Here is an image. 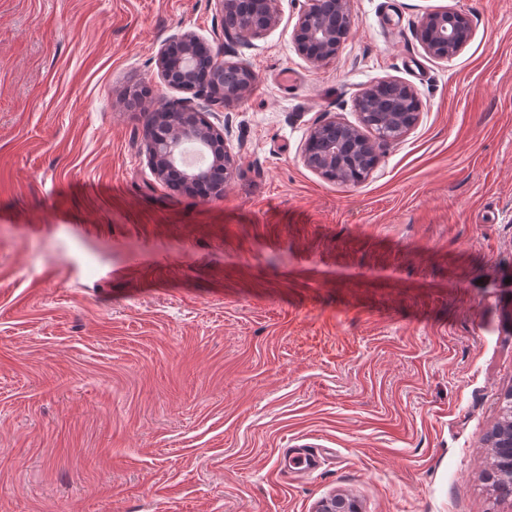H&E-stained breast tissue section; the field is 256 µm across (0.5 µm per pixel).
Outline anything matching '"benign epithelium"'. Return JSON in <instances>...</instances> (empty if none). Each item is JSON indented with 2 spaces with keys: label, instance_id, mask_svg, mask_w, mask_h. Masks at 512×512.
Returning a JSON list of instances; mask_svg holds the SVG:
<instances>
[{
  "label": "benign epithelium",
  "instance_id": "obj_1",
  "mask_svg": "<svg viewBox=\"0 0 512 512\" xmlns=\"http://www.w3.org/2000/svg\"><path fill=\"white\" fill-rule=\"evenodd\" d=\"M222 9H241L243 23L234 31L224 30L228 40L259 38L278 21V0H218ZM350 0H307L294 26L299 54L320 65L336 59L343 47L344 32L354 20ZM467 18L452 8L425 13L415 35L425 52L439 60L453 59L464 47L468 34L459 29ZM208 44L186 32L172 37L157 55V67L165 84L176 90L194 92V100L181 101L170 110L164 132L148 138L147 152L154 173L165 180L178 178L186 194L208 197L224 192L236 158L227 149L224 136L216 134L202 117L200 109L217 95L226 102L244 98L253 86L254 74L240 63H227L211 69L206 64ZM375 98L386 114L387 132L368 136L360 127L334 118L325 120L310 133L304 163L330 180H341L344 170L355 164L375 165L377 150L404 137L417 123L419 113L405 111L407 101L417 99L414 89L395 79L368 85L357 95L356 103ZM501 414L508 421V433L496 431L491 447L501 448L512 457V391L504 397ZM316 512H359L343 495L321 501Z\"/></svg>",
  "mask_w": 512,
  "mask_h": 512
}]
</instances>
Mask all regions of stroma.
<instances>
[{
    "label": "stroma",
    "mask_w": 512,
    "mask_h": 512,
    "mask_svg": "<svg viewBox=\"0 0 512 512\" xmlns=\"http://www.w3.org/2000/svg\"><path fill=\"white\" fill-rule=\"evenodd\" d=\"M304 3L229 45L217 0H0V512H512L486 478L512 390V0H350L320 66ZM445 7L471 26L449 61L415 36ZM188 31L258 76L204 110L237 158L208 199L147 156L148 113L187 97L157 54ZM391 78L422 108L366 179L307 167L312 128ZM290 444L322 462L288 473ZM349 4V0L307 1L294 26V41L308 62L320 65L338 57L346 38L343 33L354 25Z\"/></svg>",
    "instance_id": "stroma-1"
}]
</instances>
